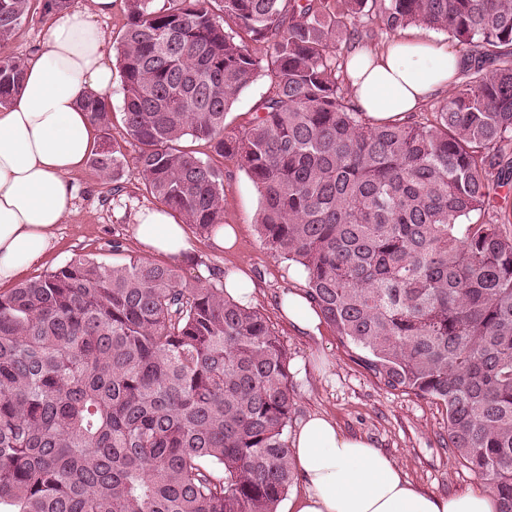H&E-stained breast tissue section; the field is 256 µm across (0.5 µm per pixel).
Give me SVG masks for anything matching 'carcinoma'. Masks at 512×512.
<instances>
[{
    "mask_svg": "<svg viewBox=\"0 0 512 512\" xmlns=\"http://www.w3.org/2000/svg\"><path fill=\"white\" fill-rule=\"evenodd\" d=\"M34 0H0V43ZM123 125L146 190L203 233L234 161L270 255L385 386L440 401L448 443L512 512V0H124ZM410 26L466 50L462 89L373 124L338 44ZM261 43L259 56L252 45ZM24 58L0 56V104ZM268 87L240 136L238 97ZM107 132L105 93L85 99ZM203 140L202 159L181 146ZM103 136L104 184L123 171ZM288 350L178 267L78 257L0 294V512H277L296 480Z\"/></svg>",
    "mask_w": 512,
    "mask_h": 512,
    "instance_id": "carcinoma-1",
    "label": "carcinoma"
}]
</instances>
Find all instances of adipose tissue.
Instances as JSON below:
<instances>
[{"instance_id": "ef3b65f1", "label": "adipose tissue", "mask_w": 512, "mask_h": 512, "mask_svg": "<svg viewBox=\"0 0 512 512\" xmlns=\"http://www.w3.org/2000/svg\"><path fill=\"white\" fill-rule=\"evenodd\" d=\"M111 9L112 0H91L84 10L54 12L41 49L25 61L19 94L0 105V286L16 282L53 249L72 210L70 176L86 163L94 139L81 101L112 86L111 50L96 23ZM460 70L461 58L447 42L400 32L381 48L351 51L345 78L355 103L382 122L448 92ZM133 233L149 254L186 260L194 252L186 225L163 211L138 213ZM279 311L304 333H318L322 324L298 290L280 298ZM291 450L303 490L286 512H498L487 488L450 496L419 490L370 440L342 433L320 414L300 423Z\"/></svg>"}]
</instances>
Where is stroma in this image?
<instances>
[{"instance_id": "obj_1", "label": "stroma", "mask_w": 512, "mask_h": 512, "mask_svg": "<svg viewBox=\"0 0 512 512\" xmlns=\"http://www.w3.org/2000/svg\"><path fill=\"white\" fill-rule=\"evenodd\" d=\"M71 179L78 189L74 209L61 224L54 249L25 272V279L49 273L79 255L106 264L143 255L132 224L140 211L156 208L157 203L132 165H125L115 191L88 166ZM259 208L260 195L251 179L236 163L225 161L224 221L237 226V242L232 249L221 250L208 235L192 233L193 258L180 268L187 279L204 285L227 270L248 273L256 288L253 307L265 315L291 356L293 423L314 413L330 416L343 433L372 441L409 481L436 495L483 486V479L445 448L447 416L442 406L380 383L332 326L311 336L280 316V296L304 287L305 280L296 265L274 259L263 246L256 224Z\"/></svg>"}]
</instances>
